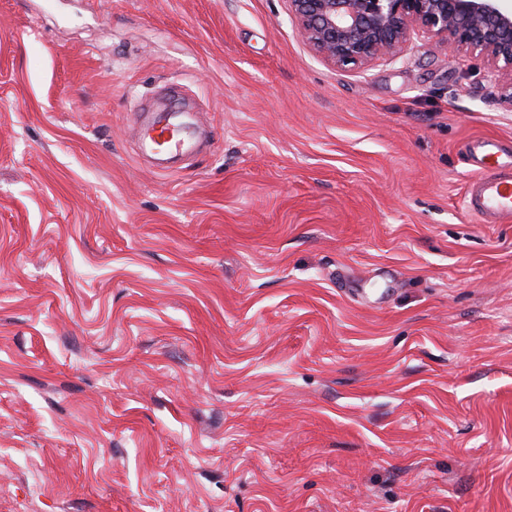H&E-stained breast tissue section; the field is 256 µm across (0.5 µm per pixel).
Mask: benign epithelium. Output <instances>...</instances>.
I'll use <instances>...</instances> for the list:
<instances>
[{
    "instance_id": "7a95c632",
    "label": "benign epithelium",
    "mask_w": 512,
    "mask_h": 512,
    "mask_svg": "<svg viewBox=\"0 0 512 512\" xmlns=\"http://www.w3.org/2000/svg\"><path fill=\"white\" fill-rule=\"evenodd\" d=\"M314 51L335 66L363 67L394 58L416 35L442 42L448 54L481 56L508 77L512 100V3L508 0H289Z\"/></svg>"
}]
</instances>
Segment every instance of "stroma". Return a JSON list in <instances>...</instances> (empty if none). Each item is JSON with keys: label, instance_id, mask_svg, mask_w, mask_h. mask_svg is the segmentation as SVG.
<instances>
[{"label": "stroma", "instance_id": "stroma-1", "mask_svg": "<svg viewBox=\"0 0 512 512\" xmlns=\"http://www.w3.org/2000/svg\"><path fill=\"white\" fill-rule=\"evenodd\" d=\"M212 144L159 174L170 90ZM512 102L288 0H0V512H512ZM473 151L480 173L465 192L466 209L484 224H511L512 154L504 153L496 140L489 138L476 140Z\"/></svg>", "mask_w": 512, "mask_h": 512}]
</instances>
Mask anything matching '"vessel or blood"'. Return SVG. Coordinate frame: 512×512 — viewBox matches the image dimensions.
Returning <instances> with one entry per match:
<instances>
[{"label":"vessel or blood","instance_id":"1","mask_svg":"<svg viewBox=\"0 0 512 512\" xmlns=\"http://www.w3.org/2000/svg\"><path fill=\"white\" fill-rule=\"evenodd\" d=\"M196 128L189 113L174 109L159 113L157 120L141 137L142 154L156 153L166 146L168 154L190 153L195 145ZM473 151L480 168L464 195L466 209L486 224L512 223V154L503 153L496 140L481 138Z\"/></svg>","mask_w":512,"mask_h":512}]
</instances>
